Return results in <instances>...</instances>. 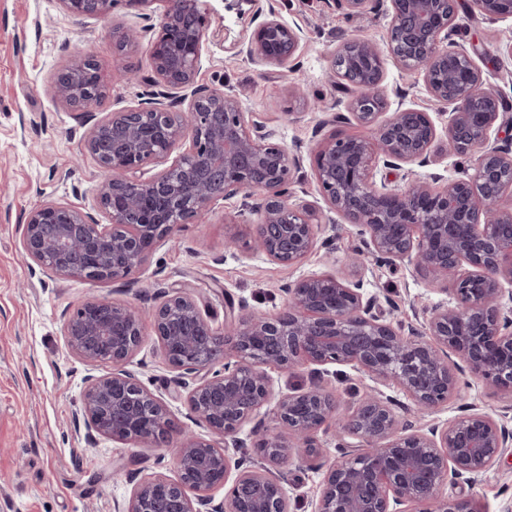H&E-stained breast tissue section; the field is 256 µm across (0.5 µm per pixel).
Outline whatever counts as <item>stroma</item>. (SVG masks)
Returning a JSON list of instances; mask_svg holds the SVG:
<instances>
[{"mask_svg":"<svg viewBox=\"0 0 512 512\" xmlns=\"http://www.w3.org/2000/svg\"><path fill=\"white\" fill-rule=\"evenodd\" d=\"M458 2L460 28L449 42L467 51L486 49V56L475 62L506 104L497 121V144L512 150V54L507 51L512 18L492 20L479 12L474 0ZM259 7L274 8L300 32V48L287 65L254 63L244 54ZM207 8L198 84L233 90L270 142L299 149L292 196L318 208L322 223L331 227V242L290 267L260 255L225 251L226 224L260 220L233 198L215 207L210 223L181 225L178 245L159 247L131 285L45 277L22 250L25 218L42 202L65 201L91 213L97 223H107L97 204L103 174L91 158L78 156L88 131L82 116L100 120L137 107L151 93L150 43L162 6L157 2L140 10L115 0L108 19L79 21L60 0H0V512H117L134 481L174 474L171 455L163 449L86 439L85 427L75 421L84 378L91 372L110 373L112 367H89L69 352L63 338L67 308L100 295L147 310L157 304L160 291L181 287L220 328L228 302H245L258 314L275 313L285 302L287 283L330 269L348 275L347 257L362 246L321 195L308 150L325 131L364 134L350 111L355 90L331 76L330 57L353 35L385 45L390 0H368L356 14L341 0H258L254 6L245 0H208ZM131 29L137 31L138 43L127 59L140 69L136 84L110 76L115 37ZM84 53L95 55L109 81L106 98L82 113L56 101L52 83L60 68ZM383 59L389 109L403 105L423 110L437 131L429 165H403L393 171V180L402 185L435 174L450 181L471 173V160L448 147L449 108L430 95L421 71L402 66L388 53ZM364 289L386 298V312L417 330L423 327L426 309L449 300L407 265H370ZM133 368L141 383L168 403L178 422H185L173 374L152 333H145ZM467 403L512 428V411L506 410L504 400L490 396L475 379L466 400L450 399L429 420L445 424ZM321 480L315 467L289 465L288 512H313ZM443 493L472 498L482 512H512V459L503 458L474 482L445 487Z\"/></svg>","mask_w":512,"mask_h":512,"instance_id":"35a3bbf8","label":"stroma"}]
</instances>
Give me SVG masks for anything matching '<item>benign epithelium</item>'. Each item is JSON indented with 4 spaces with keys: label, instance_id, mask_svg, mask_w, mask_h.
Instances as JSON below:
<instances>
[{
    "label": "benign epithelium",
    "instance_id": "1",
    "mask_svg": "<svg viewBox=\"0 0 512 512\" xmlns=\"http://www.w3.org/2000/svg\"><path fill=\"white\" fill-rule=\"evenodd\" d=\"M165 3L151 47V97L95 123L84 150L105 172L97 203L109 217L98 224L81 208L48 201L23 225L27 256L49 278L128 280L182 224H206L219 201L252 200L263 214L249 230H229L224 248L244 249L287 266L318 246L322 225L313 210L292 202L288 185L299 158L267 142L239 98L196 84L206 0H126L134 8ZM77 18L106 19L114 0H61ZM387 47L405 67L424 72L428 92L452 106L448 148L475 157L474 173L436 185L419 178L393 188L381 169L430 162L436 127L428 113L398 108L389 117L377 43L345 40L333 75L357 89L351 103L368 136L330 134L310 149L313 177L329 208L356 229L363 248L348 257L364 272L372 260L423 273L451 295L428 311L425 331L388 321L364 281L321 272L284 288L285 304L258 315L245 303L224 312L216 330L196 298L180 288L162 292L149 314L161 356L184 392L186 415L204 433L180 426L167 403L133 370L143 339L142 314L126 301L94 296L63 327L67 348L94 366L107 354L112 373L89 374L79 415L90 439L104 436L136 447L165 448L175 477L136 483L121 512H288L284 478L235 457L250 446L272 466L326 456L319 434L339 439L325 468L314 512H480L467 499L440 496L448 484L469 483L512 453V430L469 408L444 426L402 420L377 388L392 383L423 420L479 380L492 395L512 399V316L503 312L512 284V152L491 135L502 98L465 52L448 47L456 27L453 0H390ZM490 18L512 17V0H476ZM246 48L252 61L284 66L296 55L299 30L274 11L262 14ZM85 53L55 74L53 96L74 108L99 104L105 91ZM182 150L152 177L142 166ZM351 366L376 386L346 410L324 382L328 366ZM268 367L307 368L309 386L277 394ZM272 425L244 426L261 409ZM224 488V502L213 491Z\"/></svg>",
    "mask_w": 512,
    "mask_h": 512
}]
</instances>
